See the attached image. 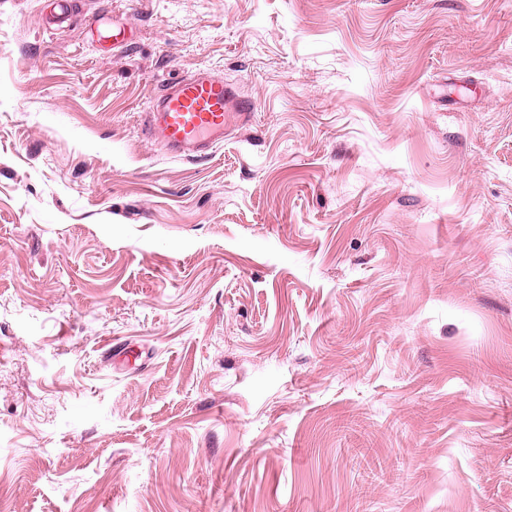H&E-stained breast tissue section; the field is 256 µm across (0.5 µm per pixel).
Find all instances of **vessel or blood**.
<instances>
[{"mask_svg": "<svg viewBox=\"0 0 512 512\" xmlns=\"http://www.w3.org/2000/svg\"><path fill=\"white\" fill-rule=\"evenodd\" d=\"M239 102L223 79L196 72L164 85L144 119L145 132L186 158L203 157L223 142L224 128Z\"/></svg>", "mask_w": 512, "mask_h": 512, "instance_id": "b4317fda", "label": "vessel or blood"}]
</instances>
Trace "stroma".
I'll return each instance as SVG.
<instances>
[{
  "label": "stroma",
  "mask_w": 512,
  "mask_h": 512,
  "mask_svg": "<svg viewBox=\"0 0 512 512\" xmlns=\"http://www.w3.org/2000/svg\"><path fill=\"white\" fill-rule=\"evenodd\" d=\"M0 505L512 512V0H0ZM236 108L245 121L247 107L224 78L196 72L163 86L161 94L144 112L145 132L166 144L170 152L186 158L203 157L224 141V126Z\"/></svg>",
  "instance_id": "stroma-1"
}]
</instances>
